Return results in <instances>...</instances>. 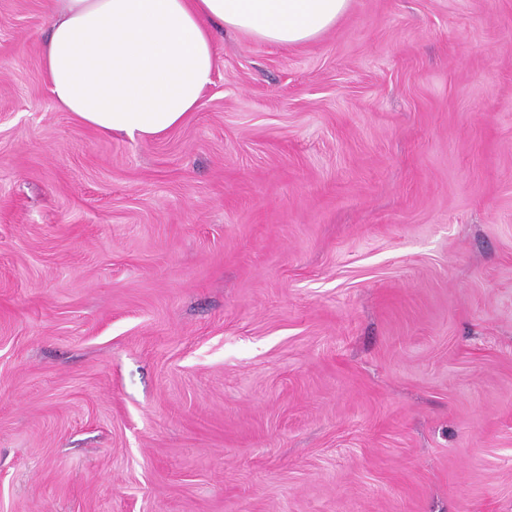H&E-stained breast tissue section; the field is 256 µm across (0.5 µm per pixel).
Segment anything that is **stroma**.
<instances>
[{"instance_id": "1", "label": "stroma", "mask_w": 512, "mask_h": 512, "mask_svg": "<svg viewBox=\"0 0 512 512\" xmlns=\"http://www.w3.org/2000/svg\"><path fill=\"white\" fill-rule=\"evenodd\" d=\"M0 0V512H512V0L214 28L164 136Z\"/></svg>"}]
</instances>
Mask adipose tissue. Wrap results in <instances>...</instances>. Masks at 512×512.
Instances as JSON below:
<instances>
[{"label": "adipose tissue", "instance_id": "ef3b65f1", "mask_svg": "<svg viewBox=\"0 0 512 512\" xmlns=\"http://www.w3.org/2000/svg\"><path fill=\"white\" fill-rule=\"evenodd\" d=\"M42 66L56 106L103 134L152 139L187 123L215 67L220 25L309 43L348 0H46Z\"/></svg>", "mask_w": 512, "mask_h": 512}]
</instances>
